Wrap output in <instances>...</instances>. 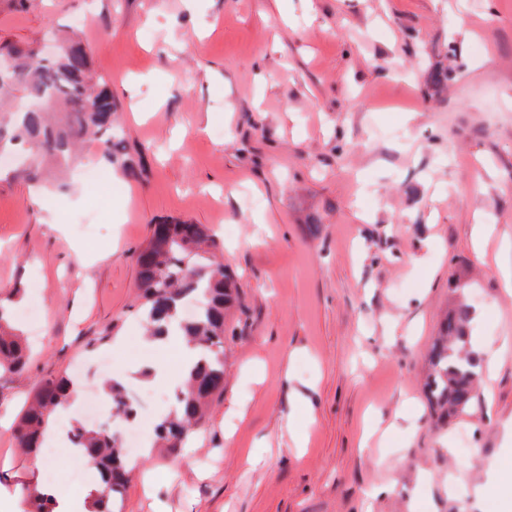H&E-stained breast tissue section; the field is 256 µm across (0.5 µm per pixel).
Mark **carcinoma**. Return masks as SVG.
Wrapping results in <instances>:
<instances>
[{
    "instance_id": "obj_1",
    "label": "carcinoma",
    "mask_w": 512,
    "mask_h": 512,
    "mask_svg": "<svg viewBox=\"0 0 512 512\" xmlns=\"http://www.w3.org/2000/svg\"><path fill=\"white\" fill-rule=\"evenodd\" d=\"M62 44L60 55L43 62L38 46L30 43L0 44V58H8L15 79L0 83V99L20 89L26 100L12 109L0 104V154H28V172L40 171L44 160L67 165L82 140L92 135L100 159L107 167H133L123 162L112 139L115 105L106 82L93 75L91 51L75 34L56 33ZM223 245L204 224L161 222L151 228L146 245L136 255L137 282L143 316L154 336H167L172 322L201 353L191 370L184 392L177 401L180 412L162 420L155 428L161 448L182 447L188 434L198 429L207 403L224 395V336L226 314L236 299L237 284L221 264ZM457 301L444 321L429 358L427 390L441 417L465 412L480 398L479 371L466 353L471 305L463 289L455 288ZM202 299L196 315H186V304ZM10 298H0V373H15L26 367L27 350L11 326ZM73 379L67 376L40 384L18 426L20 447L36 453L46 436V418L68 402ZM108 395L112 409L127 418L136 415L132 399L113 382ZM75 445L87 456L99 477V512H112V496L128 480L127 459L118 438L103 426L75 429ZM24 503L31 512H53V498L30 482L22 487Z\"/></svg>"
}]
</instances>
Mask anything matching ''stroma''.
<instances>
[{
    "label": "stroma",
    "mask_w": 512,
    "mask_h": 512,
    "mask_svg": "<svg viewBox=\"0 0 512 512\" xmlns=\"http://www.w3.org/2000/svg\"><path fill=\"white\" fill-rule=\"evenodd\" d=\"M72 28L134 172L113 168L104 192L68 176L55 229L27 177L0 170V297L39 300L43 327L26 369L0 376V512H21L18 481L69 478L67 449L47 476L17 445L42 380L91 392L103 353L137 367L146 434L169 411L141 371L177 347L125 343L144 335L136 254L171 219L233 231L224 394L183 447L140 456L114 512H512L470 493L512 458V293L490 267L512 244V0H0L2 43ZM456 280L473 339L508 353L444 425L425 380ZM365 424L387 432L368 454ZM252 447L247 472L234 451Z\"/></svg>",
    "instance_id": "1"
}]
</instances>
